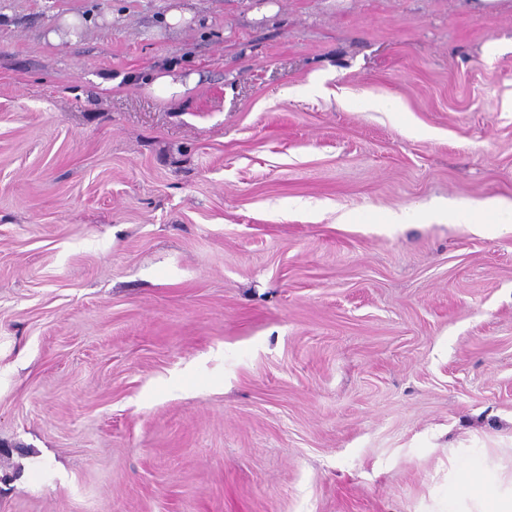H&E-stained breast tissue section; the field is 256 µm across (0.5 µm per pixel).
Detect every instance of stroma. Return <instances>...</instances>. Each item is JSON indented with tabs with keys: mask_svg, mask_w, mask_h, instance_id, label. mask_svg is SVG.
I'll list each match as a JSON object with an SVG mask.
<instances>
[{
	"mask_svg": "<svg viewBox=\"0 0 512 512\" xmlns=\"http://www.w3.org/2000/svg\"><path fill=\"white\" fill-rule=\"evenodd\" d=\"M169 2L0 0V512H440L512 231L340 217L512 203V0Z\"/></svg>",
	"mask_w": 512,
	"mask_h": 512,
	"instance_id": "35a3bbf8",
	"label": "stroma"
}]
</instances>
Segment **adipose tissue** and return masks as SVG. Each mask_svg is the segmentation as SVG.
<instances>
[{
    "label": "adipose tissue",
    "instance_id": "adipose-tissue-1",
    "mask_svg": "<svg viewBox=\"0 0 512 512\" xmlns=\"http://www.w3.org/2000/svg\"><path fill=\"white\" fill-rule=\"evenodd\" d=\"M377 224L413 221L477 224L487 232L512 227V204L491 199L477 206L457 204L450 208H410L373 217ZM506 449L496 454L478 452L464 460L449 456L450 479L443 512H512V469L502 462Z\"/></svg>",
    "mask_w": 512,
    "mask_h": 512
}]
</instances>
